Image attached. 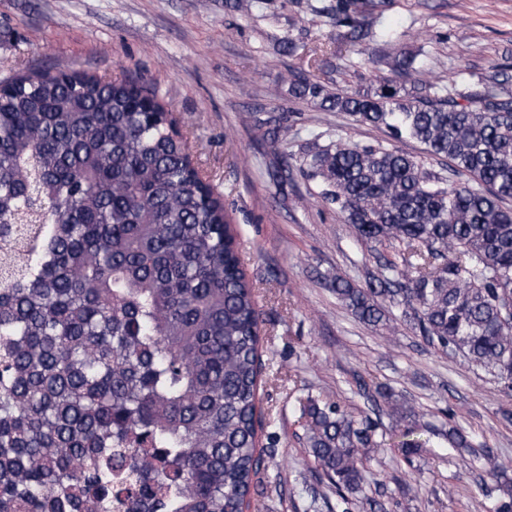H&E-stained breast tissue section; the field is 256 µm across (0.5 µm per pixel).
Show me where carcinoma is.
<instances>
[{"instance_id": "carcinoma-1", "label": "carcinoma", "mask_w": 512, "mask_h": 512, "mask_svg": "<svg viewBox=\"0 0 512 512\" xmlns=\"http://www.w3.org/2000/svg\"><path fill=\"white\" fill-rule=\"evenodd\" d=\"M370 2L339 0L343 38L375 37ZM416 59L383 56L393 77L363 94L289 74L295 97L388 137L338 138L299 172L356 239L399 247L363 286L336 274V299L374 326L398 308L512 390V91L493 76L463 105ZM165 111L136 80H0V512H237L257 485L260 311L221 195ZM300 419L330 488L375 512L381 420L313 399ZM428 432L403 427L404 458ZM441 435L489 463L492 512H512L493 450Z\"/></svg>"}]
</instances>
